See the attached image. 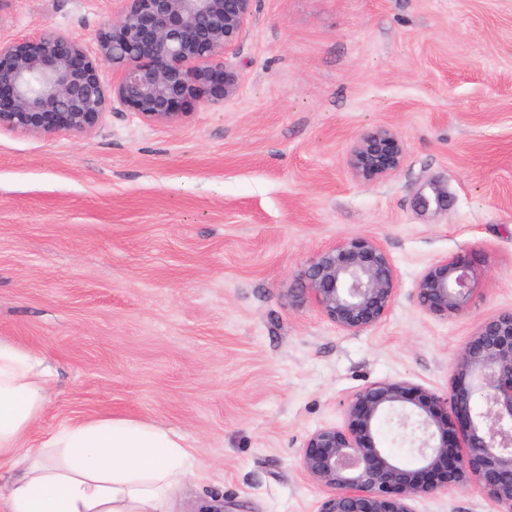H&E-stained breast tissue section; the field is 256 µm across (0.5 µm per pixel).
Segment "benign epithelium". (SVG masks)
<instances>
[{"instance_id": "1", "label": "benign epithelium", "mask_w": 512, "mask_h": 512, "mask_svg": "<svg viewBox=\"0 0 512 512\" xmlns=\"http://www.w3.org/2000/svg\"><path fill=\"white\" fill-rule=\"evenodd\" d=\"M96 48L51 31L0 40V129L82 137L116 97L143 120L171 124L206 90L217 104L232 97L238 72L226 61L253 15L254 0H123ZM115 81L107 88L101 67ZM392 130L360 134L345 156L351 174L381 179L400 166ZM476 274L446 256L419 277L418 305L461 315ZM397 270L381 243L346 237L311 261L289 289L315 304L341 330L357 335L386 319L398 295ZM395 437L416 457L401 466L378 439ZM300 465L325 497L319 512H414L412 502L451 485L478 488L512 512V312L483 321L452 358L449 389L438 394L407 380H382L347 401L340 426H324L305 443Z\"/></svg>"}]
</instances>
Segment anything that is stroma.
I'll list each match as a JSON object with an SVG mask.
<instances>
[{
    "instance_id": "stroma-1",
    "label": "stroma",
    "mask_w": 512,
    "mask_h": 512,
    "mask_svg": "<svg viewBox=\"0 0 512 512\" xmlns=\"http://www.w3.org/2000/svg\"><path fill=\"white\" fill-rule=\"evenodd\" d=\"M119 0H5L0 39L94 46ZM227 59L234 96L152 124L118 100L86 136L0 131V338L40 358L27 448L99 413L181 434L199 462L177 512H318L299 462L369 383L446 393L451 357L512 311V0H255ZM392 129L386 178L351 142ZM378 239L399 277L386 321L346 333L288 290L324 249ZM459 256L469 309L420 308ZM416 512H497L471 486ZM403 153L396 133L380 127L360 134L353 141L346 153L345 164L355 178L373 181L396 171ZM476 274L457 256H446L419 277L415 297L418 305L433 314L461 315L468 309L475 291Z\"/></svg>"
}]
</instances>
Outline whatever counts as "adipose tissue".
<instances>
[{
  "label": "adipose tissue",
  "mask_w": 512,
  "mask_h": 512,
  "mask_svg": "<svg viewBox=\"0 0 512 512\" xmlns=\"http://www.w3.org/2000/svg\"><path fill=\"white\" fill-rule=\"evenodd\" d=\"M46 376L29 351L0 339V457L11 460L0 512H174L196 463L163 425L104 413L21 449L46 403Z\"/></svg>",
  "instance_id": "1"
}]
</instances>
